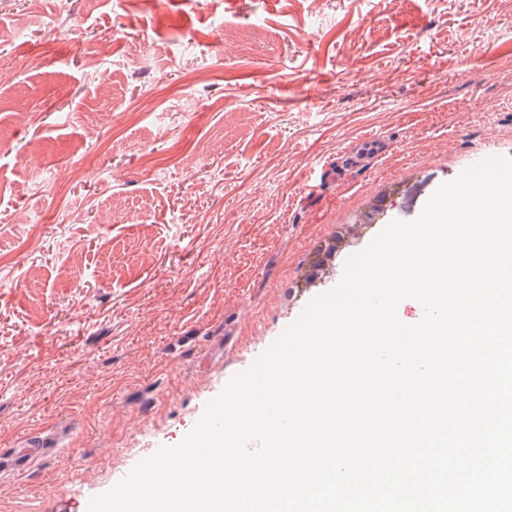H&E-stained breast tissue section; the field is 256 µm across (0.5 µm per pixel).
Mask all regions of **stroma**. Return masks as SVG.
<instances>
[{"instance_id":"stroma-1","label":"stroma","mask_w":512,"mask_h":512,"mask_svg":"<svg viewBox=\"0 0 512 512\" xmlns=\"http://www.w3.org/2000/svg\"><path fill=\"white\" fill-rule=\"evenodd\" d=\"M0 30V448L57 443L0 468L5 507L178 444L319 295L279 305L380 178L512 155L506 0H0ZM30 446V447H29ZM35 446H44L43 444H27L25 448H15L12 453L10 469L14 474H23L31 465L34 458L41 452V448H32Z\"/></svg>"}]
</instances>
